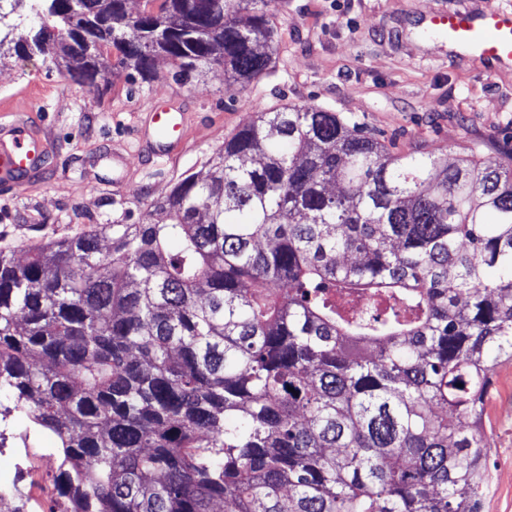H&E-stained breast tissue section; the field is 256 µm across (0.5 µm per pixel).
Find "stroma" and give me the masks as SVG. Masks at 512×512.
<instances>
[{
	"instance_id": "obj_1",
	"label": "stroma",
	"mask_w": 512,
	"mask_h": 512,
	"mask_svg": "<svg viewBox=\"0 0 512 512\" xmlns=\"http://www.w3.org/2000/svg\"><path fill=\"white\" fill-rule=\"evenodd\" d=\"M485 0H272L278 45L267 75L240 85L222 68L185 82L158 61L151 82L117 70L111 81L80 83L46 70L41 57L0 62V100L37 113L50 136L43 178L23 190L0 187V253L25 260L30 249L102 224L161 221L154 208L185 175L203 170L224 141L255 113L318 107L362 124L392 153L421 150L456 162L469 154L512 163V65L482 62L430 33L439 12H481ZM170 100L191 114L175 158L130 160V186L112 188L113 149L137 148L139 119ZM483 426L491 438L490 481L482 512H512V362L497 366ZM0 449V498L17 512L61 506L53 439L27 419L7 420Z\"/></svg>"
}]
</instances>
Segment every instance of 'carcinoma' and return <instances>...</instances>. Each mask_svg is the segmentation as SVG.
Returning <instances> with one entry per match:
<instances>
[{"label": "carcinoma", "instance_id": "carcinoma-1", "mask_svg": "<svg viewBox=\"0 0 512 512\" xmlns=\"http://www.w3.org/2000/svg\"><path fill=\"white\" fill-rule=\"evenodd\" d=\"M145 2L0 0V57L79 81L114 50L143 82L159 59L265 74L270 0ZM158 208L0 254V416L56 440L59 512H481L485 401L512 361V165L395 156L292 107Z\"/></svg>", "mask_w": 512, "mask_h": 512}]
</instances>
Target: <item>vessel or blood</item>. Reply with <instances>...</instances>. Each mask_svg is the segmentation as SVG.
Listing matches in <instances>:
<instances>
[{
  "mask_svg": "<svg viewBox=\"0 0 512 512\" xmlns=\"http://www.w3.org/2000/svg\"><path fill=\"white\" fill-rule=\"evenodd\" d=\"M432 28L443 31L454 47L474 59L512 63V13L487 5L477 15L453 12L431 17ZM186 114L172 102H159L147 114L150 158H168L184 145ZM48 159L45 138L26 112L0 105V185L20 189L38 177Z\"/></svg>",
  "mask_w": 512,
  "mask_h": 512,
  "instance_id": "vessel-or-blood-1",
  "label": "vessel or blood"
}]
</instances>
